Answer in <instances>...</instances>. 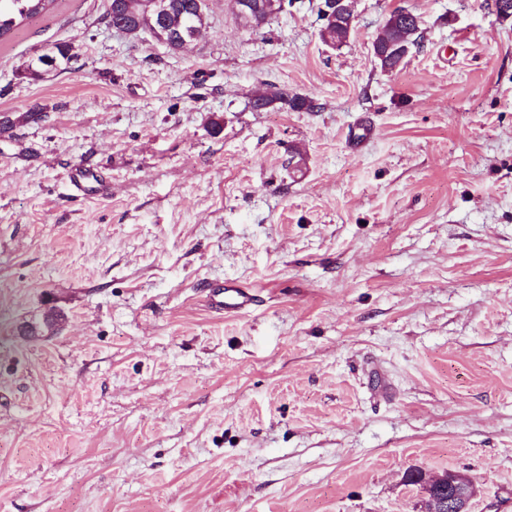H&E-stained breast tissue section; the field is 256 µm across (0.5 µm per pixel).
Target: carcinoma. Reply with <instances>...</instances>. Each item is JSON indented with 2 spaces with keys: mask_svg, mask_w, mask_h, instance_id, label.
Wrapping results in <instances>:
<instances>
[{
  "mask_svg": "<svg viewBox=\"0 0 512 512\" xmlns=\"http://www.w3.org/2000/svg\"><path fill=\"white\" fill-rule=\"evenodd\" d=\"M56 0H0V42L9 39L28 19L48 12ZM267 0H235L237 14L248 27H259L275 14L285 11V4L292 0H277L276 11H266ZM116 8L104 13L106 23L124 24L128 35L138 38L144 34L164 39L168 48L178 52L190 45L206 26V0H111ZM322 20L320 37L328 45L343 44L350 36V16L336 14L331 10L329 0H323L319 10ZM419 17L405 7L392 11L373 45L389 50L380 67L394 70L399 67L405 55V48L413 45V36L419 32ZM73 48L71 42L53 44L49 52L39 55L20 71L22 78L40 81L43 72L50 66L61 62L68 63V52ZM254 112L287 107L296 112H313L318 108L315 100L309 96L291 93L286 88L273 87L255 95L249 100ZM40 111L31 110L18 117L3 115L0 117V134H9L19 124L42 119Z\"/></svg>",
  "mask_w": 512,
  "mask_h": 512,
  "instance_id": "obj_1",
  "label": "carcinoma"
}]
</instances>
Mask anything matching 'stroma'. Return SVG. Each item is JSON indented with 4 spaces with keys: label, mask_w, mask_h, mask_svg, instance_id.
Masks as SVG:
<instances>
[{
    "label": "stroma",
    "mask_w": 512,
    "mask_h": 512,
    "mask_svg": "<svg viewBox=\"0 0 512 512\" xmlns=\"http://www.w3.org/2000/svg\"><path fill=\"white\" fill-rule=\"evenodd\" d=\"M322 2L207 0L172 52L57 0L0 43V115L43 112L0 137V512H423L411 467L512 512V18L352 0L332 47ZM273 86L319 111L247 108ZM243 1H247L244 2ZM269 0H235L237 14L247 27H259L265 23L273 15H277L285 11L286 0H275L278 7L275 12H266V2ZM246 13L247 15H242ZM245 20V21H244ZM349 2L348 5L345 3ZM350 5V6H349ZM323 7L319 10V19L323 21L320 29V37L328 45L336 46V44H343L350 36V16L336 13L343 12L345 10H352L351 1L349 0H336L333 8L336 11H331L328 15L327 9L332 10L329 5V0L323 1ZM351 8V9H350ZM353 13V10H352ZM417 20H419V17L405 7L395 9L390 13L384 26L372 43L373 49L375 46L383 50L390 48L386 59L384 61L378 60L383 70H395L403 63L407 56L403 54L405 53V47H410L415 43L412 37L420 29V25H417ZM72 48L74 47L71 42H59L53 44L48 53L38 55L36 60H33L24 66L20 71V75L23 79L33 82L42 80L44 77L42 73L51 65H53L51 66V69H55L61 62H65L66 64L70 62L72 56H68L67 54ZM70 55L75 56L76 50L72 49L70 51ZM47 60H50V62ZM252 297L247 288L228 282L208 289L210 304L224 311H240L251 303Z\"/></svg>",
    "instance_id": "stroma-1"
}]
</instances>
